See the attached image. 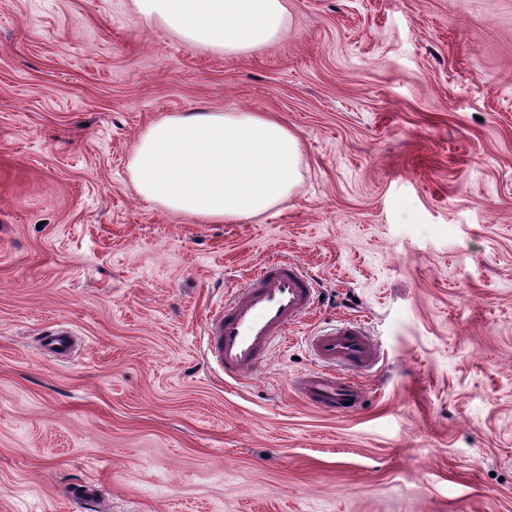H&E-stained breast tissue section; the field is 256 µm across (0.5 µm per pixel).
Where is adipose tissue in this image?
Wrapping results in <instances>:
<instances>
[{
    "label": "adipose tissue",
    "instance_id": "1",
    "mask_svg": "<svg viewBox=\"0 0 512 512\" xmlns=\"http://www.w3.org/2000/svg\"><path fill=\"white\" fill-rule=\"evenodd\" d=\"M140 14L187 47L225 57L276 43L291 24L289 0H134ZM301 143L259 111L170 112L140 136L130 162L139 193L212 223L252 219L296 189Z\"/></svg>",
    "mask_w": 512,
    "mask_h": 512
}]
</instances>
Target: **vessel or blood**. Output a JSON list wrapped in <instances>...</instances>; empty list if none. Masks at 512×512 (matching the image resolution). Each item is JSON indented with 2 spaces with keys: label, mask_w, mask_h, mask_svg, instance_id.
Listing matches in <instances>:
<instances>
[{
  "label": "vessel or blood",
  "mask_w": 512,
  "mask_h": 512,
  "mask_svg": "<svg viewBox=\"0 0 512 512\" xmlns=\"http://www.w3.org/2000/svg\"><path fill=\"white\" fill-rule=\"evenodd\" d=\"M318 302L317 282L301 263L285 258L266 261L207 320V355L225 378L243 382ZM42 346L49 353L66 355L75 339L68 330H55L43 337ZM309 348L318 369L295 381L297 394L328 412L345 413L358 407L364 396L360 380L382 359L367 327L354 319L344 320L310 337Z\"/></svg>",
  "instance_id": "b4317fda"
}]
</instances>
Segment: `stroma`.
<instances>
[{
	"label": "stroma",
	"mask_w": 512,
	"mask_h": 512,
	"mask_svg": "<svg viewBox=\"0 0 512 512\" xmlns=\"http://www.w3.org/2000/svg\"><path fill=\"white\" fill-rule=\"evenodd\" d=\"M291 11L224 57L133 0H0V512H512V0ZM200 109L299 137L286 204L206 224L141 196L139 137ZM274 255L320 304L225 384L205 322ZM346 317L383 360L326 414L293 383ZM75 346L74 335L67 329L50 332L42 339V347L55 355H67Z\"/></svg>",
	"instance_id": "obj_1"
}]
</instances>
